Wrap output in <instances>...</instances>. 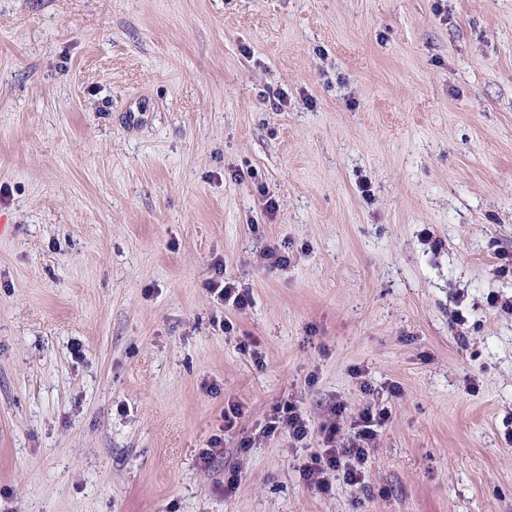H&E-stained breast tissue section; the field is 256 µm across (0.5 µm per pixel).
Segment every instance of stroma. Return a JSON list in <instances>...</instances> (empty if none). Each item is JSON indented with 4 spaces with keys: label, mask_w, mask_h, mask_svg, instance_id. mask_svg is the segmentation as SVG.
<instances>
[{
    "label": "stroma",
    "mask_w": 512,
    "mask_h": 512,
    "mask_svg": "<svg viewBox=\"0 0 512 512\" xmlns=\"http://www.w3.org/2000/svg\"><path fill=\"white\" fill-rule=\"evenodd\" d=\"M506 255L512 0H0V512H512ZM209 291L222 302L232 303L237 309H245L250 304L248 293L241 292L234 283L224 281V275L220 279L209 282ZM273 411L274 417L265 426L264 432L267 435L287 432L289 437L302 441L310 433L308 420L295 403L285 400L283 404H277ZM386 418L387 412L384 408H364L358 414V420L354 421V428L360 429L355 432L354 438L346 445L340 446L341 448H336V430L330 428L324 437L326 448H322V453L313 457L311 465L302 470L307 484L319 490H328L330 475H336V472H341L347 483L362 484L369 451L377 436L371 426L375 423L381 424Z\"/></svg>",
    "instance_id": "35a3bbf8"
}]
</instances>
